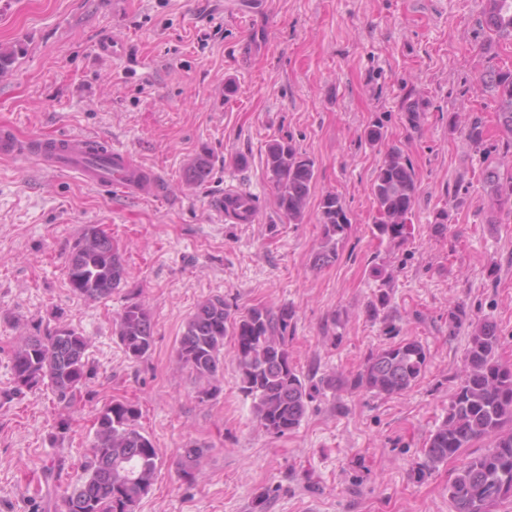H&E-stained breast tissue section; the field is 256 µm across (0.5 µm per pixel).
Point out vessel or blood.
I'll list each match as a JSON object with an SVG mask.
<instances>
[{
    "instance_id": "1",
    "label": "vessel or blood",
    "mask_w": 512,
    "mask_h": 512,
    "mask_svg": "<svg viewBox=\"0 0 512 512\" xmlns=\"http://www.w3.org/2000/svg\"><path fill=\"white\" fill-rule=\"evenodd\" d=\"M98 144V138L80 135H60L52 139H34L22 143L17 140L11 127L0 128L1 157L11 159L31 154L52 170L73 174L82 182L109 187L135 199L156 198L159 176L135 162L127 151L109 148L111 166L91 168L86 156Z\"/></svg>"
}]
</instances>
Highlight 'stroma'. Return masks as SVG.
I'll return each mask as SVG.
<instances>
[{"label":"stroma","mask_w":512,"mask_h":512,"mask_svg":"<svg viewBox=\"0 0 512 512\" xmlns=\"http://www.w3.org/2000/svg\"><path fill=\"white\" fill-rule=\"evenodd\" d=\"M484 0H0V49L20 52L0 77V125L19 140L92 135L128 151L163 177L141 201L84 184L33 158H0V512H58L42 482L65 457L78 478L93 416L109 399L138 402L161 465L137 512H455L451 458L418 475L422 448L441 423L462 367L467 331L450 332L448 309L497 323L499 357L512 363V200L493 204L481 172L499 164L504 139L479 77L488 62L512 68V42L482 45ZM109 42L111 54L99 53ZM233 92H226V85ZM428 104L410 127L405 93ZM482 113L488 149L470 150L448 116ZM382 117L386 138L364 131ZM293 138L315 162L307 214L278 218L265 169L266 144ZM413 162L419 200L411 237L376 239L370 184L388 148ZM207 153V182L183 172ZM248 168L234 163L237 154ZM464 181L445 235L431 224ZM250 195L253 223L225 222V187ZM340 194L351 226L328 267L312 262L321 243L317 207ZM111 233L126 277L111 299L75 295L66 255L85 225ZM387 289L386 318L367 306ZM264 304L293 313L288 350L297 369L352 378L371 351L399 338L429 349L407 393L377 397L349 387L322 391L300 426L264 432L239 390L232 347L220 393L199 399V382L177 360L178 340L198 303ZM130 301L154 322L148 357L129 358L112 324ZM89 337L95 374L56 441L49 389L8 398L11 351L42 331L51 313ZM203 446L194 484L178 474L186 444Z\"/></svg>","instance_id":"1"}]
</instances>
